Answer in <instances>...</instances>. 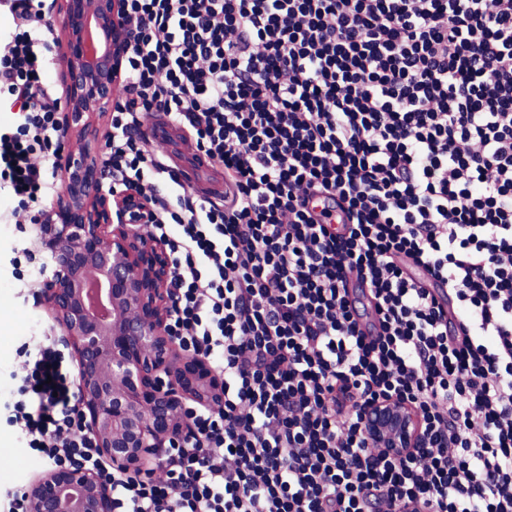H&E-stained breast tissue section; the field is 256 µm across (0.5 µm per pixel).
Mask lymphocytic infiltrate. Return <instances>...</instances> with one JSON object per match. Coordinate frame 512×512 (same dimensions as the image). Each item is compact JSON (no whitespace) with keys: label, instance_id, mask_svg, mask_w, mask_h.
I'll list each match as a JSON object with an SVG mask.
<instances>
[{"label":"lymphocytic infiltrate","instance_id":"obj_1","mask_svg":"<svg viewBox=\"0 0 512 512\" xmlns=\"http://www.w3.org/2000/svg\"><path fill=\"white\" fill-rule=\"evenodd\" d=\"M126 97L103 166L155 194L172 330L224 377L161 476L114 512H512V0H128ZM0 191L57 192L43 0H0ZM191 128L224 202L182 186L142 131ZM0 416L49 464H106L71 366L22 343ZM398 396L425 444L373 448ZM365 436L375 448L389 456L404 457L423 443L422 418L407 401L389 397L364 407Z\"/></svg>","mask_w":512,"mask_h":512}]
</instances>
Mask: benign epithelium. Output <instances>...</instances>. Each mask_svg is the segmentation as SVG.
Returning <instances> with one entry per match:
<instances>
[{
    "label": "benign epithelium",
    "mask_w": 512,
    "mask_h": 512,
    "mask_svg": "<svg viewBox=\"0 0 512 512\" xmlns=\"http://www.w3.org/2000/svg\"><path fill=\"white\" fill-rule=\"evenodd\" d=\"M53 10L64 143L60 192L36 224L40 301L74 365L87 434L112 472L133 476L188 431L190 409L224 403V376L171 336L170 258L146 230L154 200L103 174L98 119L121 97L134 38L126 0H53ZM362 418L390 456L423 443L422 418L401 398L369 403ZM24 494L26 512H113L110 481L79 464L45 467Z\"/></svg>",
    "instance_id": "benign-epithelium-1"
}]
</instances>
